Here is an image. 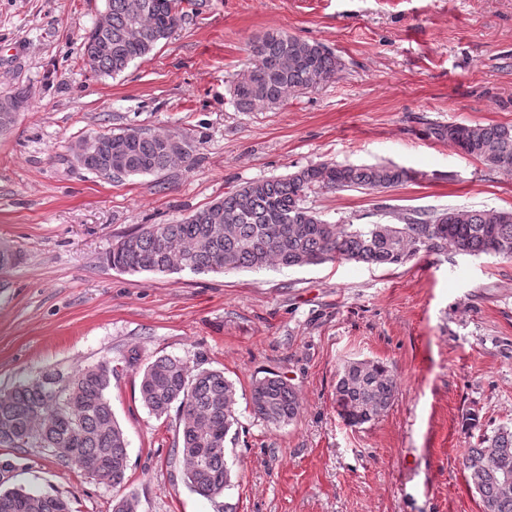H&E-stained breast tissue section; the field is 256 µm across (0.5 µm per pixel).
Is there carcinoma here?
<instances>
[{
	"mask_svg": "<svg viewBox=\"0 0 512 512\" xmlns=\"http://www.w3.org/2000/svg\"><path fill=\"white\" fill-rule=\"evenodd\" d=\"M105 0L110 31L84 37L83 59L97 76H115L151 54L182 20V0ZM254 61L237 75L232 94L241 112L272 110L293 92L336 77L340 60L317 43L270 30L251 45ZM129 128L103 134L112 150L125 152L122 171L111 180L160 175L190 160V145L179 134ZM428 135L454 145L488 170L512 173V126L435 125ZM415 178L393 164L353 165L319 161L285 176L246 182L186 218L147 224L123 236L107 254L114 269L128 273H223L247 268H292L326 262L398 266L416 256L448 251L512 260V210L448 207L414 211L399 224H331L307 206L317 190L382 192ZM117 370L101 361L71 372L46 369L39 376L0 390V448H44L65 466L84 471L114 489L125 484L128 442L108 396ZM398 379L386 366L368 360L347 362L336 383V408L351 427L378 419L394 401ZM140 399L161 418L177 408L173 455L183 464L188 487L217 503L232 486L227 439H236L237 389L216 369L191 367L175 356H160L141 375ZM253 413L268 425L292 422L298 394L279 375L252 386ZM467 480L483 512H512V426L482 435L464 452ZM0 512H70L60 496L22 487L0 490Z\"/></svg>",
	"mask_w": 512,
	"mask_h": 512,
	"instance_id": "obj_1",
	"label": "carcinoma"
}]
</instances>
